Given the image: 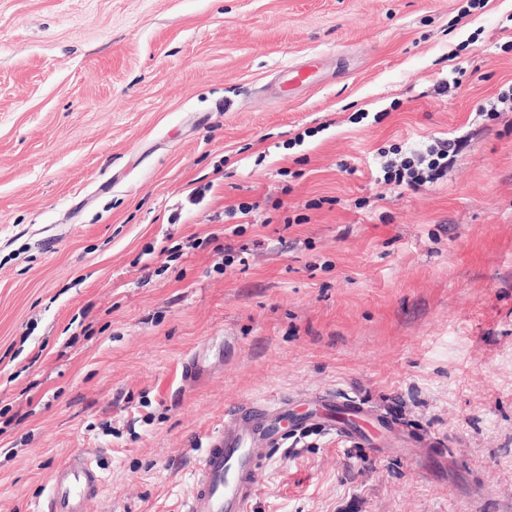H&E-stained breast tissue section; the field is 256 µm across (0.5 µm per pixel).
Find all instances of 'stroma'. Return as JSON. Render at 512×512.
Masks as SVG:
<instances>
[{"label":"stroma","instance_id":"stroma-1","mask_svg":"<svg viewBox=\"0 0 512 512\" xmlns=\"http://www.w3.org/2000/svg\"><path fill=\"white\" fill-rule=\"evenodd\" d=\"M510 83L512 0H0V512L75 454L88 512H183L226 408L323 394L364 439L289 435L251 512H512ZM456 141H438L427 148L426 153H410L399 164L386 162L382 165L383 181L398 187L417 190L425 184H433L444 176L449 162L456 156Z\"/></svg>","mask_w":512,"mask_h":512}]
</instances>
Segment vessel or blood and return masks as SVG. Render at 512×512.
<instances>
[{
  "label": "vessel or blood",
  "mask_w": 512,
  "mask_h": 512,
  "mask_svg": "<svg viewBox=\"0 0 512 512\" xmlns=\"http://www.w3.org/2000/svg\"><path fill=\"white\" fill-rule=\"evenodd\" d=\"M306 423L287 399H244L225 411L223 428L210 436L199 460L184 512H249L261 463ZM103 485L92 460L69 457L48 477L43 512H87Z\"/></svg>",
  "instance_id": "b4317fda"
}]
</instances>
